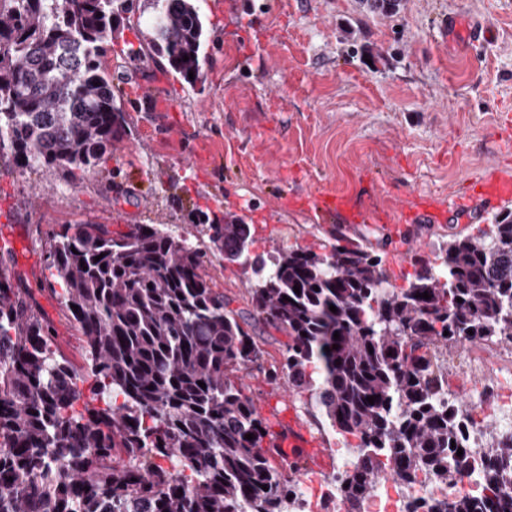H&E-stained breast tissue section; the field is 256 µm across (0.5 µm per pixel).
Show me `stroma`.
I'll use <instances>...</instances> for the list:
<instances>
[{"mask_svg":"<svg viewBox=\"0 0 512 512\" xmlns=\"http://www.w3.org/2000/svg\"><path fill=\"white\" fill-rule=\"evenodd\" d=\"M198 0L207 25L202 75L189 84L148 60L145 12L130 14L112 36L103 67L125 114L120 138L92 171L56 168L21 173L0 166V239L13 238L11 270L55 327V348L82 366L81 342L58 297L44 290L45 244L61 224L179 226L192 242L209 239L198 216L231 213L250 224L254 252L291 246L325 252L337 239L383 256L396 286L414 240L428 255L453 235L488 229L506 204L454 221L349 224L314 209L283 207L298 192L318 198L362 196L375 186L376 206L395 212L417 195L479 197L491 170L512 168L502 151L512 135V0H402L396 14L370 12L363 0ZM489 22L480 56L449 43L448 20ZM231 309L246 312L245 271L215 261L209 270ZM264 354L244 378L269 427L293 410L329 454L326 467L304 472L314 492L330 488L336 464L354 437L328 429L306 396L271 385L267 371L287 337L254 320Z\"/></svg>","mask_w":512,"mask_h":512,"instance_id":"1","label":"stroma"}]
</instances>
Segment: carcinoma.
<instances>
[{"label": "carcinoma", "instance_id": "carcinoma-1", "mask_svg": "<svg viewBox=\"0 0 512 512\" xmlns=\"http://www.w3.org/2000/svg\"><path fill=\"white\" fill-rule=\"evenodd\" d=\"M135 2L0 0L1 161L21 172L98 166L125 123L102 58ZM146 2L147 58L199 80L197 0ZM207 231L211 255L172 227L59 225L48 286L60 285L81 334L83 371L54 348L51 321L0 254V512H298L297 483L263 451L272 436L242 382L260 341L206 272L218 255L251 270L248 315L288 336L269 381L359 440L340 480L344 512L374 494L385 455L405 484L423 470L442 484L478 470L477 494L408 512H512L500 491L512 481V437L471 445L476 407L447 399L441 359L465 343H512V211L442 242L432 261L414 254L402 288L353 243L249 257L251 225L235 215Z\"/></svg>", "mask_w": 512, "mask_h": 512}]
</instances>
